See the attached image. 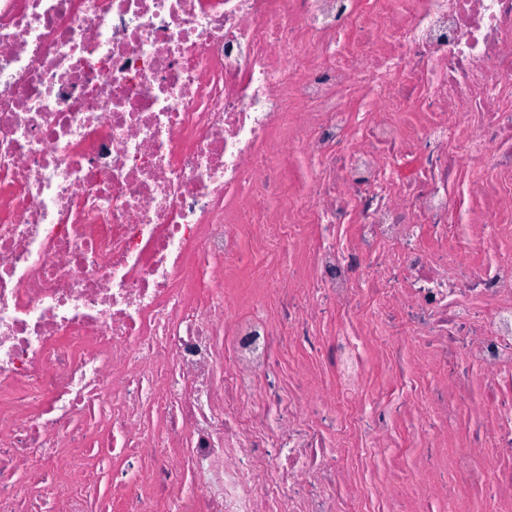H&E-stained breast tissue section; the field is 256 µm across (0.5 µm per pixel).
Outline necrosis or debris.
Returning <instances> with one entry per match:
<instances>
[{
	"instance_id": "obj_1",
	"label": "necrosis or debris",
	"mask_w": 512,
	"mask_h": 512,
	"mask_svg": "<svg viewBox=\"0 0 512 512\" xmlns=\"http://www.w3.org/2000/svg\"><path fill=\"white\" fill-rule=\"evenodd\" d=\"M511 240L512 0H0V512H355L461 405L356 512L511 492ZM462 416V429L461 434L458 437H452L448 439V447H447V454L448 459L451 457L460 456L464 453L466 450V445L471 444L474 442V439L481 433L480 429H473L472 427L469 428V425L467 423V412L466 410H462L461 412ZM398 457L404 473L409 477H419L414 469L411 455L408 448H387L376 456L375 460L366 466L361 459L355 455L345 458V465L355 471L359 480L363 483L377 486L382 482H388L391 478V464L393 458Z\"/></svg>"
}]
</instances>
